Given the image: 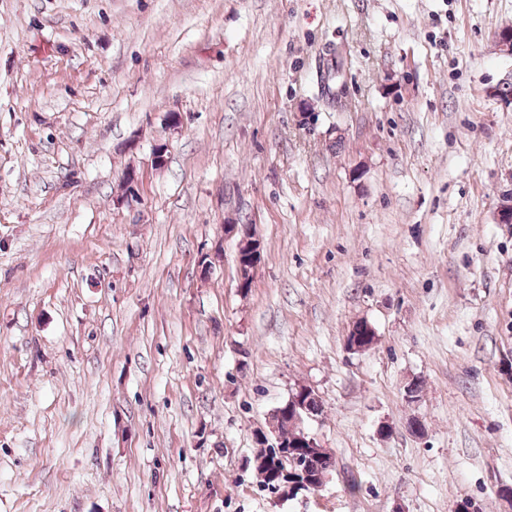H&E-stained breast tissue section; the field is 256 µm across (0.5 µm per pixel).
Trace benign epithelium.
<instances>
[{
    "label": "benign epithelium",
    "instance_id": "1",
    "mask_svg": "<svg viewBox=\"0 0 512 512\" xmlns=\"http://www.w3.org/2000/svg\"><path fill=\"white\" fill-rule=\"evenodd\" d=\"M260 255H237L238 288L245 290V275H254ZM318 398L317 393L307 386L301 395H290L283 407H277L271 413V432H279L281 425L296 428L292 443L282 445L278 452L277 465L269 467L270 452L267 449L268 438L262 434L258 441L260 448L253 455L254 467L267 471V478L277 488V498H294L300 493H315L322 489L335 466L334 457L325 453L317 439L305 428L307 419L315 418L311 401Z\"/></svg>",
    "mask_w": 512,
    "mask_h": 512
}]
</instances>
